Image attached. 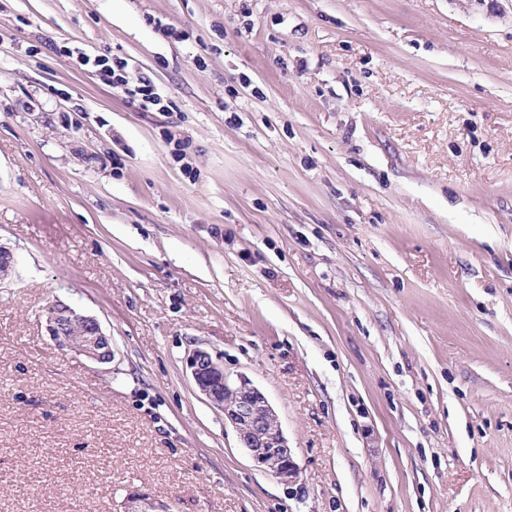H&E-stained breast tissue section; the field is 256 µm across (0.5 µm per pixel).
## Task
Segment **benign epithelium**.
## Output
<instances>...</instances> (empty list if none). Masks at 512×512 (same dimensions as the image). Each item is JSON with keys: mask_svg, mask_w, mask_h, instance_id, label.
I'll list each match as a JSON object with an SVG mask.
<instances>
[{"mask_svg": "<svg viewBox=\"0 0 512 512\" xmlns=\"http://www.w3.org/2000/svg\"><path fill=\"white\" fill-rule=\"evenodd\" d=\"M16 268L14 252L0 243V285L13 281ZM47 330L58 346L97 364L112 363L111 339L95 316L56 301L47 309ZM186 364L198 391L224 412V421L234 428L255 467L284 484L296 482L298 465L266 395L248 378L230 377L224 363L205 348L191 350ZM122 512H170V507L136 489L127 493Z\"/></svg>", "mask_w": 512, "mask_h": 512, "instance_id": "obj_1", "label": "benign epithelium"}]
</instances>
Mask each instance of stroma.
<instances>
[{"instance_id":"stroma-1","label":"stroma","mask_w":512,"mask_h":512,"mask_svg":"<svg viewBox=\"0 0 512 512\" xmlns=\"http://www.w3.org/2000/svg\"><path fill=\"white\" fill-rule=\"evenodd\" d=\"M0 242V512H512V0H0ZM94 62L104 84L110 87H127L130 85L127 63L121 58H95ZM47 330L59 347L97 364L112 363L111 339L95 316L56 301L47 309ZM187 368L198 391L224 412L255 467L284 484L299 478V468L281 423L266 395L242 375L231 378L224 363L205 348L191 350ZM121 512H170L168 504L157 501L147 492L136 489L127 493Z\"/></svg>"}]
</instances>
